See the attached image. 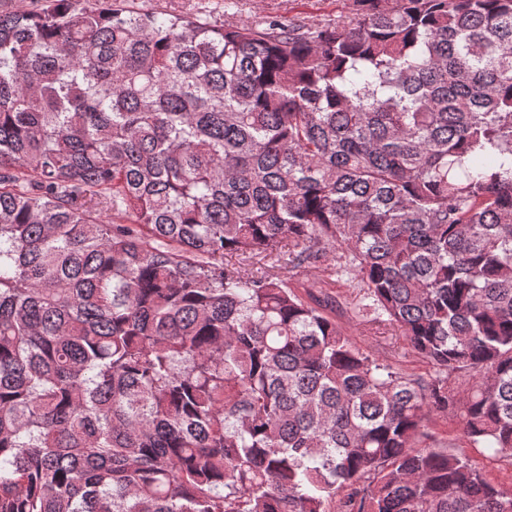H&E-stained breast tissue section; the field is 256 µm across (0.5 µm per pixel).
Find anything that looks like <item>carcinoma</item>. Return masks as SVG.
I'll list each match as a JSON object with an SVG mask.
<instances>
[{"label": "carcinoma", "instance_id": "obj_1", "mask_svg": "<svg viewBox=\"0 0 512 512\" xmlns=\"http://www.w3.org/2000/svg\"><path fill=\"white\" fill-rule=\"evenodd\" d=\"M354 2L0 13V512H512V0ZM144 11H167L210 22L232 19L264 26L271 18L336 19L353 8V0H136ZM351 289L344 281H336V288L332 289L336 294V310L331 316L336 320V324L373 357L390 363L413 377L428 378L432 368L409 349L402 336L395 335L396 333L391 330L380 329L379 331H385V334L376 335L367 331L368 326L365 327L345 304ZM427 443L450 448L483 473L487 479L503 487L512 485V461L492 459L485 448H476L466 441L460 434L457 419L448 415V418L433 416L427 428Z\"/></svg>", "mask_w": 512, "mask_h": 512}]
</instances>
